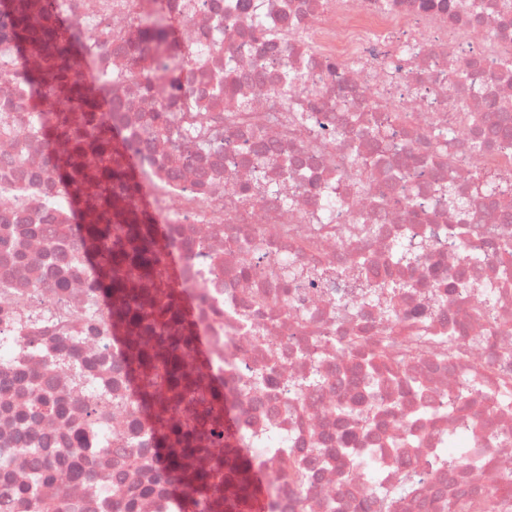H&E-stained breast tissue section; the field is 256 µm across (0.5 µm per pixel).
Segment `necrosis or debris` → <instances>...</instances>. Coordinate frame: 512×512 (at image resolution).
I'll return each instance as SVG.
<instances>
[{
	"label": "necrosis or debris",
	"mask_w": 512,
	"mask_h": 512,
	"mask_svg": "<svg viewBox=\"0 0 512 512\" xmlns=\"http://www.w3.org/2000/svg\"><path fill=\"white\" fill-rule=\"evenodd\" d=\"M40 2L34 29L51 20L90 39L68 86L125 154L138 189L115 191L112 207L154 225L184 316L171 333L192 332L176 364L196 376V393L170 417L205 430V397L223 393L231 447L185 466L205 473L223 459L230 504L240 495L235 472L261 460L276 512H383L374 487L395 490L405 471L414 484L395 512H441L461 484L482 492L481 512H512V487L495 479L512 474V399L492 387L493 370L512 374V202L463 217L436 196L448 181L471 195L479 172L512 183V145L479 158L471 149L477 126L512 109V70L495 67L512 58V0H482L477 12L472 0H236L220 29L210 18L224 0H169L176 21L161 33L142 0ZM258 14L290 31L287 44L243 34ZM161 37L215 52L204 69L177 70L180 88L155 96L141 84L94 88L92 74L131 68L155 80L150 45ZM460 65L469 82H453ZM285 68L299 82L284 103L273 86ZM218 75L223 105L178 111L181 87L205 103ZM241 99L252 121L239 119ZM57 104L53 90L35 101L0 81L9 127L0 132V447L17 451L0 469V512H29L11 491L38 468L47 472L42 496L62 498L64 512H186L160 489L164 462L126 367L128 347L154 334L114 319L130 293L147 314L156 291L141 277L128 292L97 293L98 269L82 249L97 213L65 216L46 203L56 187L45 156H71L74 144L64 134L44 144L29 128L34 107ZM296 111L309 114L312 131L292 124ZM157 116L200 129L210 153L197 156L179 135L143 136ZM258 141L270 147L259 164L289 206L244 195ZM368 154L380 155L377 167L360 165ZM399 240L414 259L393 263ZM460 269L491 295L490 316L469 318L460 289L449 288ZM392 283L405 291L388 293ZM256 297L262 307L247 312ZM457 319L468 320L466 336H452ZM399 334L449 343L404 361L418 387L387 376L375 390L356 383L364 358L346 340ZM73 363L86 382L73 381ZM472 381L483 392L457 399ZM38 398L57 410L36 409ZM451 446L482 455L484 468L440 469ZM365 455L379 461L375 474L358 469ZM285 456L309 472L302 497L289 492Z\"/></svg>",
	"instance_id": "4bbe7bcc"
}]
</instances>
